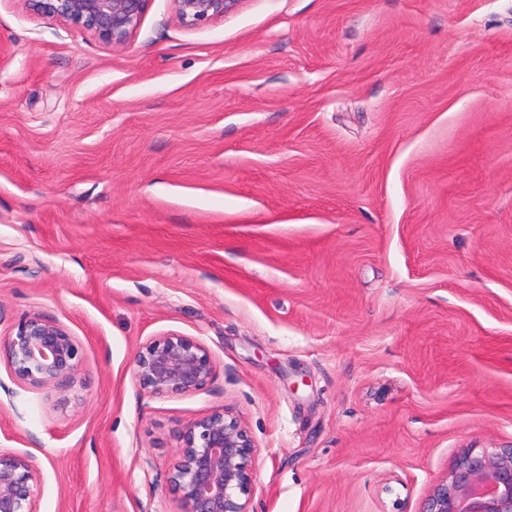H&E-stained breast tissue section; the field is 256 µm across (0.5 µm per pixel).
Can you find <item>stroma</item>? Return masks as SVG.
I'll return each instance as SVG.
<instances>
[{
  "label": "stroma",
  "instance_id": "stroma-1",
  "mask_svg": "<svg viewBox=\"0 0 512 512\" xmlns=\"http://www.w3.org/2000/svg\"><path fill=\"white\" fill-rule=\"evenodd\" d=\"M0 340L38 313L83 364L0 361V450L39 512H186L181 428L256 446L252 512H421L512 445V0H150L108 47L0 0ZM216 361L132 374L151 338ZM240 0H173L177 19L187 27H197L233 11ZM216 362L200 340L176 332L155 336L134 356L133 374L157 396H174L202 389L212 380Z\"/></svg>",
  "mask_w": 512,
  "mask_h": 512
}]
</instances>
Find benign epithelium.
I'll list each match as a JSON object with an SVG mask.
<instances>
[{"instance_id":"1","label":"benign epithelium","mask_w":512,"mask_h":512,"mask_svg":"<svg viewBox=\"0 0 512 512\" xmlns=\"http://www.w3.org/2000/svg\"><path fill=\"white\" fill-rule=\"evenodd\" d=\"M24 2L43 17L86 30L112 47L134 37L149 0ZM240 2L173 0L177 19L187 27L222 18ZM0 348L14 381L31 390L61 389L82 367L78 341L40 314L20 322ZM215 371L209 348L176 332L151 338L134 356L135 379L157 396L198 391ZM255 481V445L239 418L215 410L183 428L169 491L187 504V512H250ZM40 486L41 473L28 454L0 452V512H38ZM423 512H512V446L460 455L432 486Z\"/></svg>"}]
</instances>
